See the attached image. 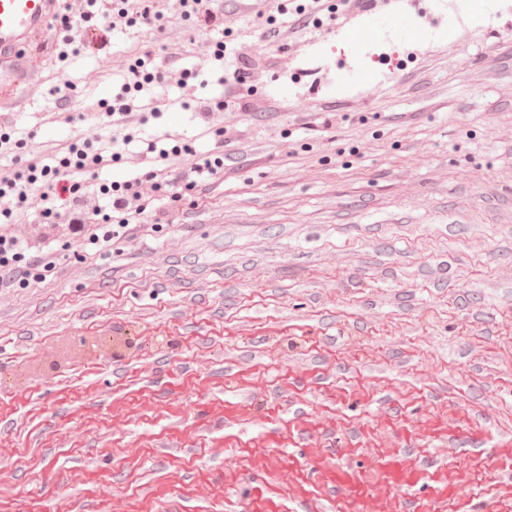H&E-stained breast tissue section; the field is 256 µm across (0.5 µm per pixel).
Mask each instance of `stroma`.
<instances>
[{"label": "stroma", "mask_w": 512, "mask_h": 512, "mask_svg": "<svg viewBox=\"0 0 512 512\" xmlns=\"http://www.w3.org/2000/svg\"><path fill=\"white\" fill-rule=\"evenodd\" d=\"M333 5L301 27L295 0L272 25L215 0L213 70L174 16L87 29L100 50L65 60L49 36L0 171L99 137L147 47L201 82L144 91L161 114L88 205L148 171L147 139L224 170L198 206L154 195L145 231L0 288V512H512V0L436 39L413 29L435 0ZM378 40L399 62L347 84Z\"/></svg>", "instance_id": "obj_1"}]
</instances>
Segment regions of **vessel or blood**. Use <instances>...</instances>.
Segmentation results:
<instances>
[{
    "label": "vessel or blood",
    "mask_w": 512,
    "mask_h": 512,
    "mask_svg": "<svg viewBox=\"0 0 512 512\" xmlns=\"http://www.w3.org/2000/svg\"><path fill=\"white\" fill-rule=\"evenodd\" d=\"M60 0H0V112L35 85L36 53L47 48L48 22Z\"/></svg>",
    "instance_id": "b4317fda"
}]
</instances>
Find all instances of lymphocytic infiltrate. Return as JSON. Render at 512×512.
<instances>
[{
	"label": "lymphocytic infiltrate",
	"mask_w": 512,
	"mask_h": 512,
	"mask_svg": "<svg viewBox=\"0 0 512 512\" xmlns=\"http://www.w3.org/2000/svg\"><path fill=\"white\" fill-rule=\"evenodd\" d=\"M105 0H75L72 10L59 19L64 45L72 53H81L80 28L95 19L108 21L110 28L137 25L164 30L165 14L157 9L153 0H114L105 7ZM130 77L123 82L111 102L104 104L106 117L128 115L145 85L162 81L152 50L143 49L129 64ZM133 133L109 136L107 141L71 143L65 156L56 165L49 166L34 160L11 171L0 173V220L11 222L18 212L39 208L44 219L65 218L70 238L84 247L97 250L109 246L116 229H126L145 221L147 192H165L178 201L193 197L195 191L210 184L224 167L217 154L199 157L192 171L193 179L168 176L151 170L132 179L102 187L101 192L110 199L109 204L86 209L81 195L78 174L91 173L106 162L114 143L130 144ZM56 268L55 256L40 250L23 249L17 237L0 233V288H26L43 282Z\"/></svg>",
	"instance_id": "obj_1"
}]
</instances>
